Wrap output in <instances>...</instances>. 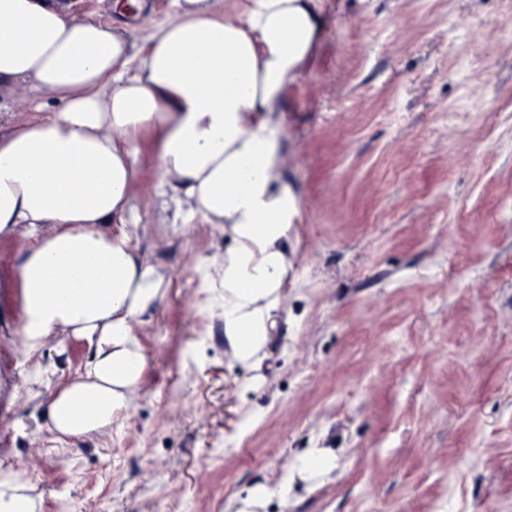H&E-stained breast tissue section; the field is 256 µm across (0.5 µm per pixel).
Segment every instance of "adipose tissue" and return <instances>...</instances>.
I'll return each mask as SVG.
<instances>
[{
  "instance_id": "ef3b65f1",
  "label": "adipose tissue",
  "mask_w": 512,
  "mask_h": 512,
  "mask_svg": "<svg viewBox=\"0 0 512 512\" xmlns=\"http://www.w3.org/2000/svg\"><path fill=\"white\" fill-rule=\"evenodd\" d=\"M323 0H171L174 20L140 49L71 0H0V83L34 111L0 130V238L24 231L17 258L29 350L51 336L85 341L83 374L45 412L56 446L111 429L142 382L135 327L164 277L134 242L128 214L141 145L175 221L224 224L232 245L204 276L235 357L253 364L288 277L297 213L277 131L289 87L314 56ZM56 110L44 111V99ZM24 472L0 470V512H36Z\"/></svg>"
}]
</instances>
